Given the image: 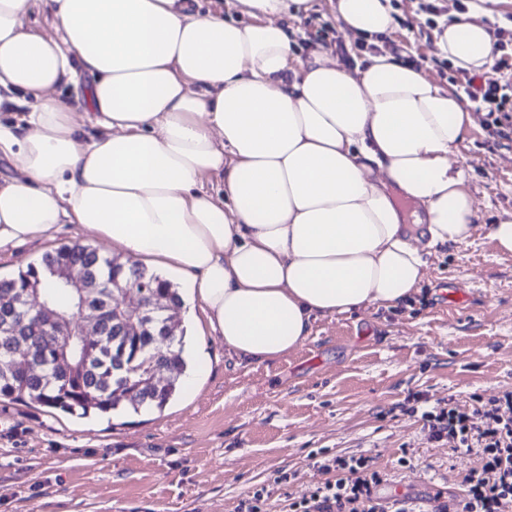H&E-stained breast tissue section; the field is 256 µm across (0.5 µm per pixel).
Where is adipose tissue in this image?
Segmentation results:
<instances>
[{"instance_id": "1", "label": "adipose tissue", "mask_w": 512, "mask_h": 512, "mask_svg": "<svg viewBox=\"0 0 512 512\" xmlns=\"http://www.w3.org/2000/svg\"><path fill=\"white\" fill-rule=\"evenodd\" d=\"M0 0V251L74 224L123 263L176 276L245 364L296 350L315 321L390 309L426 276L425 250L471 238L467 173L451 162L474 119L458 94L389 50L355 67L289 20L313 0ZM342 31L396 25L391 0H329ZM58 36L27 29L33 7ZM439 55L489 72L490 28L467 15ZM90 77L88 111L59 87Z\"/></svg>"}]
</instances>
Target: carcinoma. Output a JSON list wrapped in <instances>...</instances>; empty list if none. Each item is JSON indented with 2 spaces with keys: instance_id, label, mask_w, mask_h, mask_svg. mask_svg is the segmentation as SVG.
I'll return each instance as SVG.
<instances>
[{
  "instance_id": "cac0c4a2",
  "label": "carcinoma",
  "mask_w": 512,
  "mask_h": 512,
  "mask_svg": "<svg viewBox=\"0 0 512 512\" xmlns=\"http://www.w3.org/2000/svg\"><path fill=\"white\" fill-rule=\"evenodd\" d=\"M71 265L87 287L86 303L98 314L99 335L85 351L73 331L71 349L46 335L42 324L27 325L28 292L52 268ZM135 286L145 297L155 294L179 306L178 289L169 280L138 266L125 267L98 249L67 243L45 253L8 278L0 277V397L29 402L78 418L163 409L179 391L185 366L184 335L170 326L168 308L146 305L138 315L117 302L120 287ZM61 309L78 302L73 291L47 289Z\"/></svg>"
}]
</instances>
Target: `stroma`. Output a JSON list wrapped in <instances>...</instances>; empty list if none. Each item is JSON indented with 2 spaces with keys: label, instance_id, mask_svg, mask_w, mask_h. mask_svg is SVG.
<instances>
[{
  "label": "stroma",
  "instance_id": "obj_1",
  "mask_svg": "<svg viewBox=\"0 0 512 512\" xmlns=\"http://www.w3.org/2000/svg\"><path fill=\"white\" fill-rule=\"evenodd\" d=\"M392 4L397 25L383 47L453 90L467 76L438 55L437 25L465 12L490 24L512 14V0H433V15L420 0ZM292 28L299 48L321 43L343 65L363 54L328 8ZM472 116L452 161L467 172L477 229L427 254L420 294L396 309L318 319L298 349L260 365L239 364L206 339L201 389H182L162 411L80 419L0 398V512H236L262 487L265 512H291L326 479L312 466L316 454L372 456L410 497L428 498L432 483L463 490L478 451L429 441L420 416L401 406L424 394L468 408L472 395L512 390V256L488 235L512 211V138L487 110ZM71 238L1 253L0 275ZM404 455L413 467H398Z\"/></svg>",
  "mask_w": 512,
  "mask_h": 512
}]
</instances>
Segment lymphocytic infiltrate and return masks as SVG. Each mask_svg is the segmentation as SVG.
I'll list each match as a JSON object with an SVG mask.
<instances>
[{
  "mask_svg": "<svg viewBox=\"0 0 512 512\" xmlns=\"http://www.w3.org/2000/svg\"><path fill=\"white\" fill-rule=\"evenodd\" d=\"M429 440L478 450L480 465L465 477V493L454 504L431 506L408 498L383 505L373 494L389 479L371 457L318 460L327 480L296 502L294 512H512V392L492 398L474 396L471 409L439 401L421 412Z\"/></svg>",
  "mask_w": 512,
  "mask_h": 512,
  "instance_id": "lymphocytic-infiltrate-1",
  "label": "lymphocytic infiltrate"
}]
</instances>
